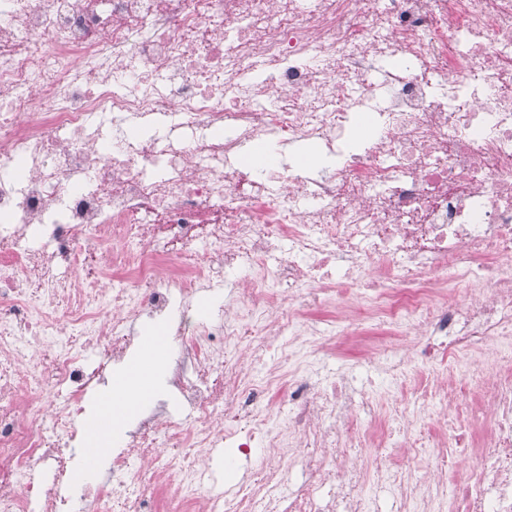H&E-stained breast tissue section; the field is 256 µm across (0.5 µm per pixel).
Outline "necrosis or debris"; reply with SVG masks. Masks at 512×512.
<instances>
[{
    "label": "necrosis or debris",
    "mask_w": 512,
    "mask_h": 512,
    "mask_svg": "<svg viewBox=\"0 0 512 512\" xmlns=\"http://www.w3.org/2000/svg\"><path fill=\"white\" fill-rule=\"evenodd\" d=\"M0 15V512H71L79 487L92 512H373L344 461L354 432L388 449L373 485L398 512H512V0H0ZM161 121L169 134L138 136ZM252 142L336 166L302 176L269 153L253 175ZM219 284L215 324L197 304ZM326 296L342 306L312 321ZM146 319L178 341L188 412L113 425L111 479L76 476L86 394ZM376 331L394 339L363 354L383 392L320 374L336 336ZM418 357L442 366L413 372ZM219 446L236 451L225 471L256 472L224 487L205 465ZM451 447L481 466L451 479ZM301 455L309 473L287 484Z\"/></svg>",
    "instance_id": "necrosis-or-debris-1"
}]
</instances>
